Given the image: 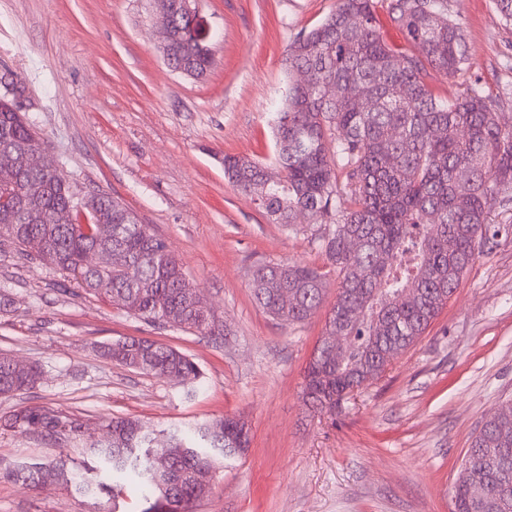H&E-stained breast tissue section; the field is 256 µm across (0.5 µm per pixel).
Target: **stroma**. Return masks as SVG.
<instances>
[{
  "label": "stroma",
  "mask_w": 512,
  "mask_h": 512,
  "mask_svg": "<svg viewBox=\"0 0 512 512\" xmlns=\"http://www.w3.org/2000/svg\"><path fill=\"white\" fill-rule=\"evenodd\" d=\"M336 0H202L215 65L171 70L147 0H0V69L28 78L30 109L60 174L79 193L118 197L162 235L224 325L200 336L125 314L50 267L0 244V351L43 369L0 415L47 409L82 428L67 445L0 428V464L83 460L109 418L156 429L231 414L251 435L195 512H451V489L480 422L512 399V243L478 259L427 333L331 413L303 394L308 362L336 300L333 266L309 234L269 223L224 177L225 155L271 162V118L288 86L285 50ZM471 55L467 71L430 82L453 98L479 85L512 120V22L494 0H448ZM303 261L327 274L324 309L291 326L254 302L251 270ZM138 336L198 365L182 385L102 359L97 344ZM53 480H0V512H95Z\"/></svg>",
  "instance_id": "obj_1"
}]
</instances>
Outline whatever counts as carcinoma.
<instances>
[{
	"instance_id": "1",
	"label": "carcinoma",
	"mask_w": 512,
	"mask_h": 512,
	"mask_svg": "<svg viewBox=\"0 0 512 512\" xmlns=\"http://www.w3.org/2000/svg\"><path fill=\"white\" fill-rule=\"evenodd\" d=\"M386 12L407 46L384 39L374 0H337L333 13L286 49L288 70L306 80L288 83L275 114L273 166L224 156V177L254 197L269 223L298 233L296 218L304 215L323 226L311 237L339 282L305 371V395L321 412L378 380L424 335L474 262L501 237L512 238V229L490 222L496 204L512 202V125L478 86L442 99L429 84L469 68L462 23L448 15L446 0H386ZM181 65L199 79L213 57L178 42L172 66ZM4 145L26 148V166L14 168ZM46 149L36 118L1 92L0 241L146 323L221 335L166 241L121 201L96 192L97 223H82L85 196L41 166ZM342 192L352 207L337 206ZM44 212L48 224L38 221ZM353 239L360 243L354 251ZM94 250L119 260L90 269L85 258ZM250 288L266 314L290 326L319 310L326 281L303 263H268L252 271ZM327 336L341 337V345L327 347ZM101 353L146 375L184 384L199 377L188 356L148 339H119ZM42 376L39 365L16 374L12 357L0 353L1 397L32 389ZM3 427L62 444L79 436L81 424L34 407L4 416ZM194 433L191 442L171 428L159 447L151 426L117 416L104 439L88 446L98 467L61 454L0 467V479L35 486L48 473L78 494L111 496L112 487L91 482L88 472L130 471L157 494L161 512H193L224 461L249 445L233 416L198 423ZM164 452L167 468L157 472L155 457ZM462 470L468 476L452 487V512H512V399L483 419Z\"/></svg>"
}]
</instances>
